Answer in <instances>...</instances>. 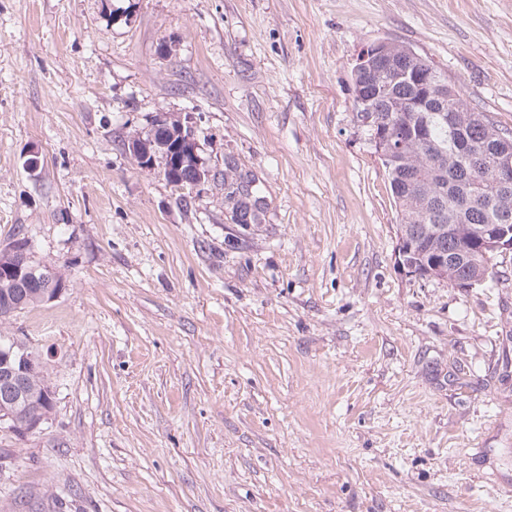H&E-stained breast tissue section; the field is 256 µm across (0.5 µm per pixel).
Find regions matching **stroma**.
Returning a JSON list of instances; mask_svg holds the SVG:
<instances>
[{"label": "stroma", "mask_w": 512, "mask_h": 512, "mask_svg": "<svg viewBox=\"0 0 512 512\" xmlns=\"http://www.w3.org/2000/svg\"><path fill=\"white\" fill-rule=\"evenodd\" d=\"M382 39L512 131V0H0V248L64 283L0 321L52 389L0 512H512V251L400 264L350 84ZM165 112L201 190L127 147Z\"/></svg>", "instance_id": "35a3bbf8"}]
</instances>
